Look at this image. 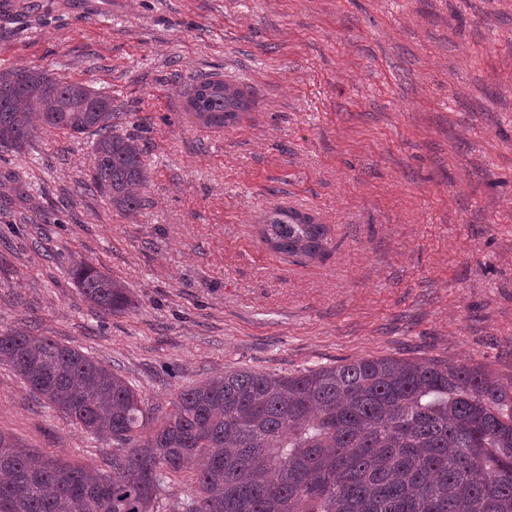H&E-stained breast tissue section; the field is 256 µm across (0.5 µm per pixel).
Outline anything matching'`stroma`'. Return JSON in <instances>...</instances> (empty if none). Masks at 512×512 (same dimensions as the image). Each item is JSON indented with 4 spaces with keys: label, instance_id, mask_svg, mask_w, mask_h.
I'll return each instance as SVG.
<instances>
[{
    "label": "stroma",
    "instance_id": "obj_1",
    "mask_svg": "<svg viewBox=\"0 0 512 512\" xmlns=\"http://www.w3.org/2000/svg\"><path fill=\"white\" fill-rule=\"evenodd\" d=\"M23 67L110 95L149 179L128 216L88 186L94 136L0 148V331L83 351L157 420L236 369L387 356L512 386V0H0V72ZM212 73L250 92L239 125L187 111ZM279 206L327 226L325 258L262 244ZM76 257L128 314L90 311ZM0 432L112 469L6 365ZM70 272L84 301L99 317L120 316L129 311L128 288L119 279L78 258L72 261Z\"/></svg>",
    "mask_w": 512,
    "mask_h": 512
}]
</instances>
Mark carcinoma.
Returning <instances> with one entry per match:
<instances>
[{
  "mask_svg": "<svg viewBox=\"0 0 512 512\" xmlns=\"http://www.w3.org/2000/svg\"><path fill=\"white\" fill-rule=\"evenodd\" d=\"M202 124L252 108L222 79L187 86ZM112 97L43 71L0 72V147L21 153L39 128L96 137L89 187L125 214L148 174L138 138L112 126ZM261 241L288 256L327 255L326 225L279 208ZM71 276L96 315L127 313L128 288L90 262ZM0 363L73 426L112 441L114 478L35 457L0 434V512H161L171 476L193 474L175 512H512V387L477 364L364 358L281 376L227 370L181 389L160 424L121 375L23 330L0 332Z\"/></svg>",
  "mask_w": 512,
  "mask_h": 512,
  "instance_id": "carcinoma-1",
  "label": "carcinoma"
}]
</instances>
